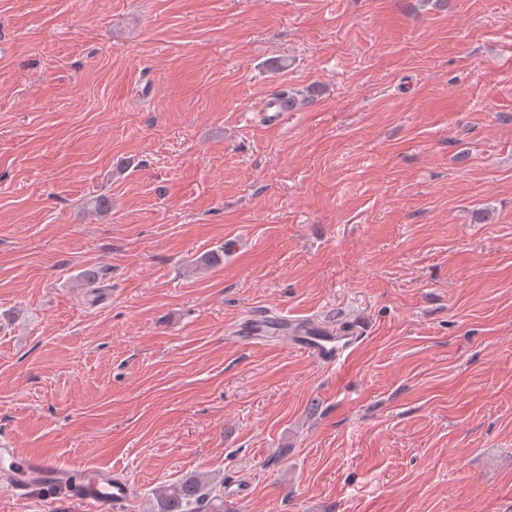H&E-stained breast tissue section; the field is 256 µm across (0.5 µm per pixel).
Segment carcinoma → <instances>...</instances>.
Returning <instances> with one entry per match:
<instances>
[{
  "label": "carcinoma",
  "instance_id": "obj_1",
  "mask_svg": "<svg viewBox=\"0 0 512 512\" xmlns=\"http://www.w3.org/2000/svg\"><path fill=\"white\" fill-rule=\"evenodd\" d=\"M155 496L157 512H226L224 485H213L196 474L157 490Z\"/></svg>",
  "mask_w": 512,
  "mask_h": 512
}]
</instances>
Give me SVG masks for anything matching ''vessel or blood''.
<instances>
[{
  "label": "vessel or blood",
  "mask_w": 512,
  "mask_h": 512,
  "mask_svg": "<svg viewBox=\"0 0 512 512\" xmlns=\"http://www.w3.org/2000/svg\"><path fill=\"white\" fill-rule=\"evenodd\" d=\"M261 326L326 367L346 360L361 340L355 328H335L317 319L294 318L275 311L242 322L236 329V337L240 342H247ZM1 461L7 462L9 472L27 487L64 486L72 481L68 470L40 454L17 459L12 449L0 447ZM79 499L83 512H127L130 483L118 469L89 470L80 482Z\"/></svg>",
  "instance_id": "obj_1"
}]
</instances>
